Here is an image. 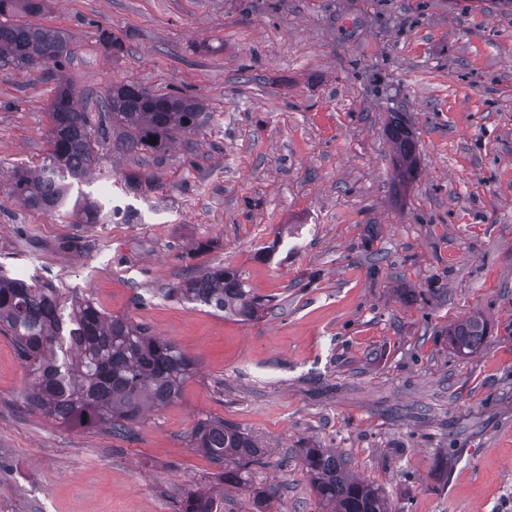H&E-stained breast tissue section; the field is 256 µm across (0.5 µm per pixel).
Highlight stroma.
<instances>
[{
	"instance_id": "1",
	"label": "stroma",
	"mask_w": 512,
	"mask_h": 512,
	"mask_svg": "<svg viewBox=\"0 0 512 512\" xmlns=\"http://www.w3.org/2000/svg\"><path fill=\"white\" fill-rule=\"evenodd\" d=\"M31 22L68 38L80 100L130 81L211 119L89 177L106 202L129 197L122 172L154 175L137 223L75 224L5 188L44 161L56 80L0 71V268L79 289L193 363L122 441L31 409L0 333V512H177L191 489L256 512L258 487L268 512H322L299 456L315 443L396 512H512V0H46ZM396 113L419 153L405 187ZM217 264L277 309L243 322L168 296ZM471 315L487 334L463 356L446 331ZM207 415L267 448L254 488L191 448Z\"/></svg>"
}]
</instances>
